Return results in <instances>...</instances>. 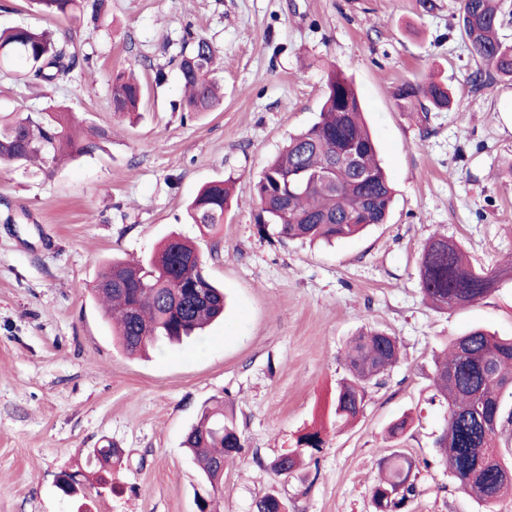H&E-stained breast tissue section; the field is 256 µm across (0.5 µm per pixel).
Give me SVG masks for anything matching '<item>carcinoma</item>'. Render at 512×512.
Listing matches in <instances>:
<instances>
[{"mask_svg": "<svg viewBox=\"0 0 512 512\" xmlns=\"http://www.w3.org/2000/svg\"><path fill=\"white\" fill-rule=\"evenodd\" d=\"M45 15L71 23L107 20L106 0H36ZM458 25L471 44L476 68L470 82L479 87L495 78L512 79V44L499 35L500 0H461ZM216 48L197 35L182 42L175 55L183 88L181 110L212 112L222 103L214 76ZM89 62L65 37L54 40L28 26L0 30V68L23 66L28 81L51 90L71 81ZM144 89L132 73H112L110 105L118 117H132L144 104ZM393 97L405 112L427 102L435 110L450 107L452 95L442 83L403 82ZM361 102L353 81L342 72L328 74L325 100L318 121L292 135L254 183L261 206L259 230L273 228L278 237L331 244L353 237L369 226L384 224L391 211L393 190L375 144L361 117ZM112 128L73 119L64 109L36 115L15 112L0 116V162L27 167L40 163L50 170L63 157L93 153L111 141ZM231 180L204 186L187 208L193 224L210 232L224 223ZM106 285L94 295L108 307L117 337L129 356L146 353L163 343H179L199 335L224 317V292L210 279L198 246L178 235L169 236L147 260L112 259L101 269ZM420 286L428 304L446 313L470 305L491 292L502 279H512V265L495 271L475 267L464 249L439 232L426 240L419 266ZM399 358L396 339L383 330L363 329L345 351L349 377L336 388V419L356 421L363 411L366 385ZM433 383L446 402L448 418L436 439L441 461L468 493L491 503L512 492V451L502 446L500 427L512 423L506 398L512 397V338L472 329L454 338L434 359ZM319 431H309L298 446L309 456L321 452ZM184 446L193 454L206 482L218 491L224 462L238 457L245 440L222 405L206 406L190 428ZM302 454L280 456L273 470L288 476L298 469ZM413 463L394 454L382 463L373 487L375 512H407L414 495ZM254 512H288V501L267 492Z\"/></svg>", "mask_w": 512, "mask_h": 512, "instance_id": "1", "label": "carcinoma"}]
</instances>
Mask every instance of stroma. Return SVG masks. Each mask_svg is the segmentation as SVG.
Wrapping results in <instances>:
<instances>
[{
	"label": "stroma",
	"mask_w": 512,
	"mask_h": 512,
	"mask_svg": "<svg viewBox=\"0 0 512 512\" xmlns=\"http://www.w3.org/2000/svg\"><path fill=\"white\" fill-rule=\"evenodd\" d=\"M108 0V21L70 24L34 0H0V28L31 25L90 54L72 81L43 91L18 70L0 72V113L48 103L112 128L111 142L51 175L0 164V512H253L268 491L288 512H373L383 458L415 463L410 512H512V495L485 504L460 489L434 440L447 407L433 359L480 328L512 336V280L448 312L424 300L419 266L433 232L486 268L512 259V81L477 90L460 0ZM217 47L224 101L215 111L173 110L170 63L187 33ZM164 68L166 80L155 85ZM134 69L146 85L135 119L114 117L109 76ZM352 77L395 191L388 223L331 245L259 232L253 186L289 135L312 125L327 74ZM441 81L450 110L403 112L396 85ZM232 180L216 231L189 223L186 205L213 181ZM177 233L194 240L226 296L223 321L202 342L127 356L91 287L110 258L146 259ZM395 336L399 362L367 388L364 411L337 422L332 398L343 353L362 327ZM232 404L246 440L211 492L183 446L202 407ZM411 415L402 436L392 421ZM320 431L311 463L282 477L270 468ZM112 441L128 458L101 482L92 455ZM77 474L83 494L56 487Z\"/></svg>",
	"instance_id": "35a3bbf8"
}]
</instances>
